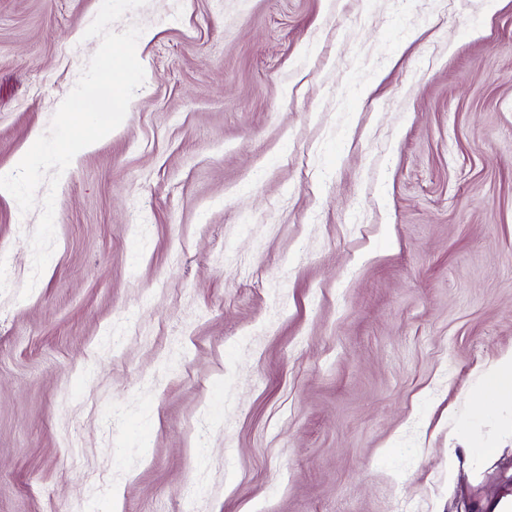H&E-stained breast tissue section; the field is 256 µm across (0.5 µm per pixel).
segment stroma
Instances as JSON below:
<instances>
[{
    "label": "stroma",
    "mask_w": 512,
    "mask_h": 512,
    "mask_svg": "<svg viewBox=\"0 0 512 512\" xmlns=\"http://www.w3.org/2000/svg\"><path fill=\"white\" fill-rule=\"evenodd\" d=\"M101 0H0V169ZM123 123L0 195V512H497L512 0H148ZM125 345L113 351V337ZM480 398L482 409L486 412L512 407V354L487 371L485 391Z\"/></svg>",
    "instance_id": "obj_1"
}]
</instances>
